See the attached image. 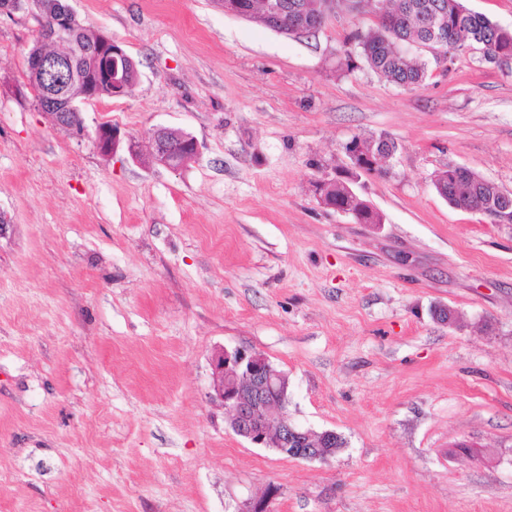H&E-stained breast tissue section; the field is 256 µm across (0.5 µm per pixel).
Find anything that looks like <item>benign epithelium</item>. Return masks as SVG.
<instances>
[{
    "mask_svg": "<svg viewBox=\"0 0 512 512\" xmlns=\"http://www.w3.org/2000/svg\"><path fill=\"white\" fill-rule=\"evenodd\" d=\"M381 0H323L318 21L311 20L304 8L294 12L295 25L304 32H317L327 15L350 11L378 15ZM75 14L68 6L58 10L51 25L42 30V43L67 45L73 43ZM130 57L112 37L101 35L96 46L80 57L73 50L64 54L42 51L28 64L27 81L39 104L51 109L47 113L52 125L69 132H80L83 124L66 122L75 108V97L56 92L59 87L78 91L82 101L99 99L104 95L121 97L128 83ZM121 140L117 131L100 126L96 144L105 155L117 152ZM126 151L134 161L162 165L171 170L188 166L199 154L196 139L187 134L176 143L170 129H158L147 151H142L133 139L126 142ZM352 161L363 156L381 160L388 148L363 138L347 145ZM211 387L226 409L231 430L257 448H273L292 459L327 461L336 454V432H315L288 416V377L270 359L246 348H219L211 356Z\"/></svg>",
    "mask_w": 512,
    "mask_h": 512,
    "instance_id": "benign-epithelium-1",
    "label": "benign epithelium"
}]
</instances>
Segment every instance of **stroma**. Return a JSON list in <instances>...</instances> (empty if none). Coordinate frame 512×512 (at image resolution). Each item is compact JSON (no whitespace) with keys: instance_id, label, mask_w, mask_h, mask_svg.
I'll return each mask as SVG.
<instances>
[{"instance_id":"35a3bbf8","label":"stroma","mask_w":512,"mask_h":512,"mask_svg":"<svg viewBox=\"0 0 512 512\" xmlns=\"http://www.w3.org/2000/svg\"><path fill=\"white\" fill-rule=\"evenodd\" d=\"M66 2L140 76L80 104L83 135L55 128L24 92L37 19L0 15V512H512V225L432 184L456 164L512 191V73L470 49L424 53L417 87L347 68L369 14L298 38L217 0ZM101 123L200 154L106 156ZM356 136L396 145L351 184L379 225L315 192ZM222 347L268 356L290 417L344 447L236 436ZM170 132L172 130L168 128H159L146 153L135 140L129 138L126 142V151L133 161L162 165L171 170L182 169L197 158L199 145L193 136L183 131L181 132L186 135L176 143L170 138Z\"/></svg>"}]
</instances>
